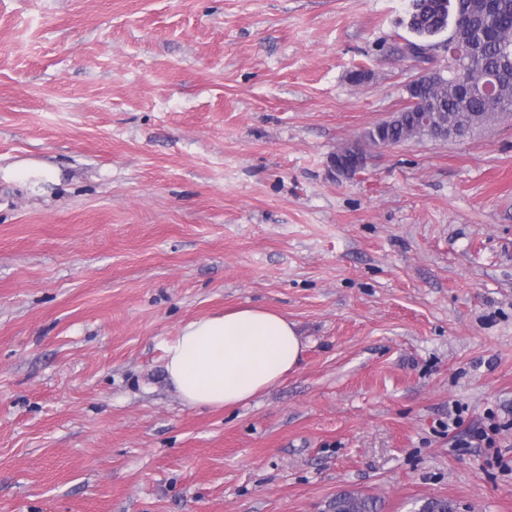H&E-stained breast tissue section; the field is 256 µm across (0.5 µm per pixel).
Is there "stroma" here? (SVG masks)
Wrapping results in <instances>:
<instances>
[{
  "label": "stroma",
  "instance_id": "obj_1",
  "mask_svg": "<svg viewBox=\"0 0 512 512\" xmlns=\"http://www.w3.org/2000/svg\"><path fill=\"white\" fill-rule=\"evenodd\" d=\"M411 4L0 0V512H512V118L330 164ZM250 305L298 369L184 406L167 343ZM333 512H376V501L369 497L340 493L330 503Z\"/></svg>",
  "mask_w": 512,
  "mask_h": 512
}]
</instances>
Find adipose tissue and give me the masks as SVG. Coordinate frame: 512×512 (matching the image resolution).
Masks as SVG:
<instances>
[{"label": "adipose tissue", "mask_w": 512, "mask_h": 512, "mask_svg": "<svg viewBox=\"0 0 512 512\" xmlns=\"http://www.w3.org/2000/svg\"><path fill=\"white\" fill-rule=\"evenodd\" d=\"M303 341L293 322L244 306L183 324L165 347L166 381L188 407L232 408L295 371Z\"/></svg>", "instance_id": "adipose-tissue-1"}]
</instances>
